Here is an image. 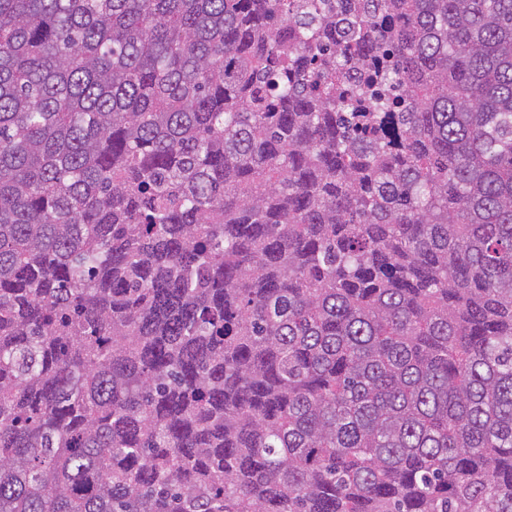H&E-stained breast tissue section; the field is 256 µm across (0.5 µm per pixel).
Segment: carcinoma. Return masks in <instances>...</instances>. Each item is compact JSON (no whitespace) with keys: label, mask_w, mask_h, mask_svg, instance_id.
<instances>
[{"label":"carcinoma","mask_w":512,"mask_h":512,"mask_svg":"<svg viewBox=\"0 0 512 512\" xmlns=\"http://www.w3.org/2000/svg\"><path fill=\"white\" fill-rule=\"evenodd\" d=\"M0 512H512V0H0Z\"/></svg>","instance_id":"carcinoma-1"}]
</instances>
